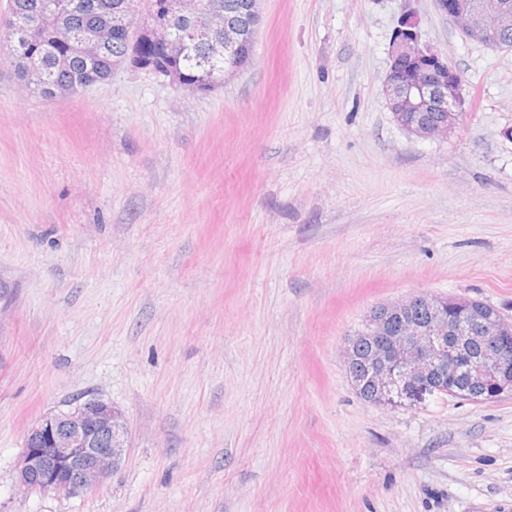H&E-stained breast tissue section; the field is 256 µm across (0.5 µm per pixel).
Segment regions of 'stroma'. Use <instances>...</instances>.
Here are the masks:
<instances>
[{"label":"stroma","instance_id":"35a3bbf8","mask_svg":"<svg viewBox=\"0 0 512 512\" xmlns=\"http://www.w3.org/2000/svg\"><path fill=\"white\" fill-rule=\"evenodd\" d=\"M252 61L192 93L125 64L43 99L0 60V512H512V396L372 404L377 306L512 321V49L433 0H260ZM460 73L447 138L383 92L403 15ZM96 398L125 457L23 490L28 431Z\"/></svg>","mask_w":512,"mask_h":512}]
</instances>
